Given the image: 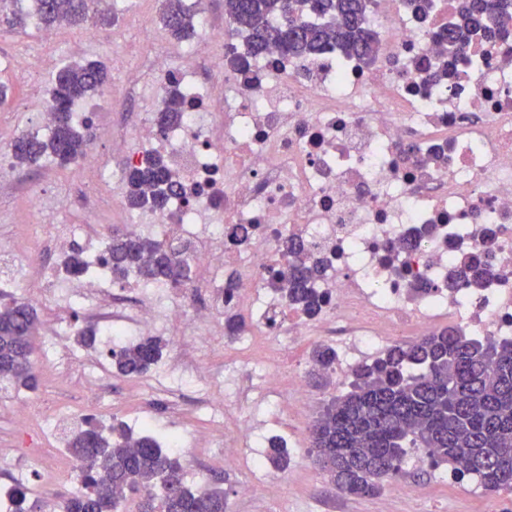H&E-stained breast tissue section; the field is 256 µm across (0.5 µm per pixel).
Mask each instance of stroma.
<instances>
[{
  "instance_id": "35a3bbf8",
  "label": "stroma",
  "mask_w": 512,
  "mask_h": 512,
  "mask_svg": "<svg viewBox=\"0 0 512 512\" xmlns=\"http://www.w3.org/2000/svg\"><path fill=\"white\" fill-rule=\"evenodd\" d=\"M113 2L112 26L99 25L90 33L86 28L63 24L57 27L56 40L51 44L43 41L37 25L22 30L0 27V83L9 81L10 65L18 58L37 54L51 61L45 72L21 81L19 92L0 101L1 143L11 144L48 106L52 79L59 68L74 61L97 60L104 64L109 77L104 95H111L117 87L125 96L102 115L103 122L112 127L111 139L91 138L88 149L105 162L116 151H142V144L128 131L143 116L156 114L154 94L159 84V63L174 59L181 45L170 38L162 25V0ZM146 25L153 27L156 34V41L150 46L140 38V29ZM27 190L50 197L53 207L41 215H32L23 197ZM123 197V189L111 181H95L91 173L78 166L62 168L53 158H43L38 164L17 168L12 186L0 187V244L13 245L22 264L32 271L56 260L52 228L80 222L95 225L93 247L101 249L110 231L129 230L145 219L144 214L129 209ZM312 349L309 343L292 349L262 344L256 356L249 358L242 354L237 337L232 336L210 351L208 360L213 370L238 373L234 402L242 413L253 416L259 440L287 430L289 423L287 416L253 406L264 365L276 364L285 369L299 359L309 358ZM82 353L85 360L74 366L70 378L58 380L47 351V338L44 333H37L32 359L40 377L35 396L41 405L33 412L32 427L49 431L51 417L58 409L73 411L78 418L92 414L105 424L115 418L128 425L139 421L162 437H181L195 427L192 403L196 395L207 390V383L186 377L180 387H167L147 396L142 392L143 377L124 376L113 369L105 336H97L95 343L84 347ZM88 371L104 376L109 407L99 406L95 399L87 397L83 377ZM309 446L308 435H301L295 457L303 461L304 468L299 479L283 490L268 484L254 499L238 498V485L253 477L245 460L231 468L225 467L223 460H214L206 479L211 486L223 490L230 512H266V503L273 499L279 502L277 512H512V493H492L471 478L459 479L444 469L435 471L411 464L405 465L400 476L386 482L377 495L346 496L333 488L325 472L307 460ZM406 486L423 488L422 499L415 501L404 495L402 489Z\"/></svg>"
}]
</instances>
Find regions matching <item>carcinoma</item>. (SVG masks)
I'll list each match as a JSON object with an SVG mask.
<instances>
[{
    "instance_id": "obj_1",
    "label": "carcinoma",
    "mask_w": 512,
    "mask_h": 512,
    "mask_svg": "<svg viewBox=\"0 0 512 512\" xmlns=\"http://www.w3.org/2000/svg\"><path fill=\"white\" fill-rule=\"evenodd\" d=\"M92 0H0V25L24 26L36 20L43 28L81 26L90 18ZM162 22L179 40L195 35L194 11L185 0H163ZM512 0H457L455 21L437 37L456 53L478 37L512 34ZM376 0H224V19L231 36L246 40L247 55L233 56L230 66L242 74L248 58L274 45L283 53L307 57L327 49L353 55L370 65L380 55L370 14ZM102 63L68 64L55 75L50 91L54 123L48 138L23 132L11 152L22 164L52 157L67 167L81 160L87 133L74 124L73 106L95 94L106 82ZM186 98L180 88L166 89L155 122L165 130L181 122ZM126 174V205L165 210L183 188L165 158L156 153ZM284 251L293 257L288 268L268 281L290 304L313 316L323 299L313 288L321 274L317 263L301 254V242L290 238ZM104 264L143 283L181 281L182 266L164 244L130 230L112 236L101 253ZM87 267L84 250L75 245L66 260L73 278ZM484 274L479 254L463 257L459 275L478 284ZM38 321L34 308L10 295H0V372L7 383L35 391L40 379L31 355ZM167 343L145 336L110 352L118 372L146 374L162 357ZM311 360L327 372L336 350L320 344ZM347 392L329 399L309 426V453L340 492L370 496L382 483L403 472L409 453L421 451L438 465L449 463L492 492L512 493V339L468 336L443 330L409 343L390 346L371 363L356 365ZM67 437V449L80 470L83 492L67 498L61 512H119L127 493L139 494L137 512H226L224 491L183 482L179 457L145 431L136 436L123 422L105 427L95 416ZM266 463L276 470L291 464L288 450L269 439ZM177 478L180 490L167 491L158 479Z\"/></svg>"
}]
</instances>
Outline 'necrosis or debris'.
I'll list each match as a JSON object with an SVG mask.
<instances>
[{"instance_id": "1", "label": "necrosis or debris", "mask_w": 512, "mask_h": 512, "mask_svg": "<svg viewBox=\"0 0 512 512\" xmlns=\"http://www.w3.org/2000/svg\"><path fill=\"white\" fill-rule=\"evenodd\" d=\"M456 0H435L420 14L413 0H377V33L387 65L326 51L307 58L271 49L250 59V83L225 64L245 53L207 17L199 39L223 52L201 59L184 47L160 71V86L189 91L178 126L151 120L133 129L163 155L185 190L171 210L150 215L151 230L189 273L186 282L140 290L135 305L117 300L116 279L102 266L79 290L56 268L43 270L39 294L65 300L53 343L83 313L127 336L188 335L177 350L188 375L207 376L198 351L224 337V315L243 314L247 341L297 343L332 336V374L348 383L357 362L396 337H421L440 323L469 335L512 338V46H468L454 76L435 78L448 49L436 33L454 18ZM224 79V97L205 93L200 64ZM296 236L322 267L326 303L309 317L266 286L285 270L282 242ZM479 251L481 286H449L455 257ZM206 289L193 312L188 291ZM274 408L302 414L301 372L270 369L262 380Z\"/></svg>"}]
</instances>
